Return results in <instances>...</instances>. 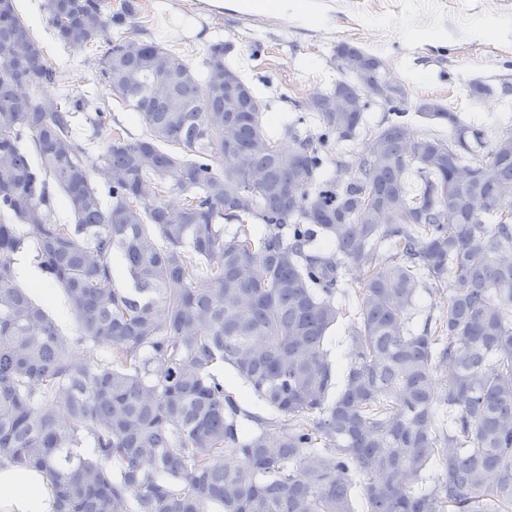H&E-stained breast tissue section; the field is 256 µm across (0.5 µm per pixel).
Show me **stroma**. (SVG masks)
<instances>
[{"label":"stroma","instance_id":"1","mask_svg":"<svg viewBox=\"0 0 512 512\" xmlns=\"http://www.w3.org/2000/svg\"><path fill=\"white\" fill-rule=\"evenodd\" d=\"M33 24L46 58L70 75L68 86H43L52 98L86 94L130 128L133 112L117 108L109 87L90 62L91 49L68 47L56 38L43 9L44 0H17ZM141 39L184 54L199 68L211 45L224 42L227 59L255 93L268 100L265 120L278 128L292 102L340 79L331 63L338 45L350 43L383 59L390 77L415 98L444 102L461 122L488 135L512 130V12L501 0H305L304 12L276 18L263 13L225 10L201 19V36L164 31L156 0H141ZM490 86L475 98L472 83Z\"/></svg>","mask_w":512,"mask_h":512}]
</instances>
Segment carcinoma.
Returning <instances> with one entry per match:
<instances>
[{
    "label": "carcinoma",
    "mask_w": 512,
    "mask_h": 512,
    "mask_svg": "<svg viewBox=\"0 0 512 512\" xmlns=\"http://www.w3.org/2000/svg\"><path fill=\"white\" fill-rule=\"evenodd\" d=\"M43 7L61 42H105L97 72L143 132L96 112L108 134L93 167L73 119L89 99L40 94L67 71L16 0L0 5V464L45 471L53 512H357L358 498L364 512H512V132L488 143L434 102L417 113L455 140H415L404 97L368 126L386 65L349 43L338 50L362 56L364 83L337 82L272 131L241 79L224 111L211 84L216 65L236 73L224 43L195 71L135 36L137 0ZM157 73L167 97L149 92ZM338 93L360 109L326 111ZM227 120L232 171L219 169ZM25 253L76 335L21 284ZM353 271L342 367L328 333ZM423 289L448 304L412 329ZM218 362L271 414L242 408ZM435 467L444 478L426 476Z\"/></svg>",
    "instance_id": "cac0c4a2"
}]
</instances>
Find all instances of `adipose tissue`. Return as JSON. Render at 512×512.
Instances as JSON below:
<instances>
[{
    "label": "adipose tissue",
    "instance_id": "obj_1",
    "mask_svg": "<svg viewBox=\"0 0 512 512\" xmlns=\"http://www.w3.org/2000/svg\"><path fill=\"white\" fill-rule=\"evenodd\" d=\"M287 14L288 0H157V15L163 28L174 35L198 32L195 16L224 9ZM52 488L44 473L13 467L0 468V512H52Z\"/></svg>",
    "mask_w": 512,
    "mask_h": 512
}]
</instances>
